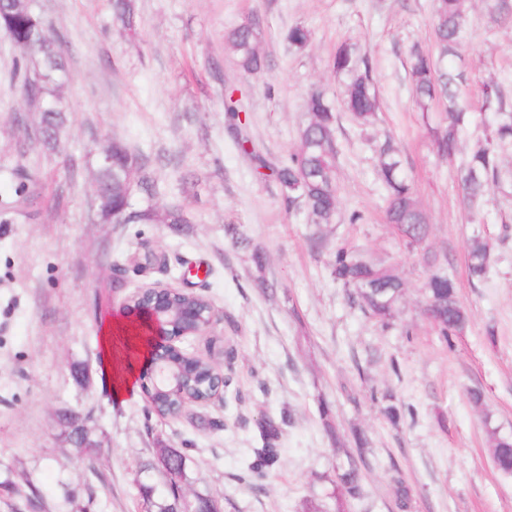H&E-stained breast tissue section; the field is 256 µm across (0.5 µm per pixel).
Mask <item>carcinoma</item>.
Listing matches in <instances>:
<instances>
[{
  "instance_id": "obj_1",
  "label": "carcinoma",
  "mask_w": 512,
  "mask_h": 512,
  "mask_svg": "<svg viewBox=\"0 0 512 512\" xmlns=\"http://www.w3.org/2000/svg\"><path fill=\"white\" fill-rule=\"evenodd\" d=\"M466 0H435L432 18L434 41L445 56L451 48L464 46L467 22ZM0 27L17 44L30 45L35 57L38 76L25 78L23 94L41 102L44 112L43 142L54 146L62 110L57 104L55 86L57 75L63 71L61 48L50 36L41 17L27 0H0ZM225 43L235 56L237 66L247 76L262 72L264 59L257 40V24H242L225 34ZM337 73L350 75L345 105L362 124L373 121L378 110V98L373 87L368 61L355 55L349 43L341 44L331 61ZM410 76L413 95L421 111L429 110L431 103L441 99L448 103V125L437 135L438 152L453 158L459 150L458 132L467 120L449 89L448 72L440 69L432 57L417 53L411 64ZM308 121L299 131L298 149L274 168L276 178L286 193L288 204L302 203L314 224H329L338 213L339 188L336 180L337 147L334 135L333 106L320 91L312 92L306 101ZM512 144V112H496L492 117V130L485 142L478 145L461 168L462 203L473 209L485 201L492 184L500 174L499 151ZM137 168V161L128 148L112 143V167L98 170L97 182L105 191L106 210L100 212L105 220H120L125 224H153L155 211L147 207L135 213L132 208L134 191L129 189V171ZM399 161L390 157L381 163V175L389 194L385 209L386 222L395 225L410 246L420 244L428 233V220L410 186L398 175ZM492 247L487 242L475 243L469 252L471 277L483 278L490 265ZM329 266L333 278L343 287L353 290L362 311L382 321L393 317L403 293V281L389 267L375 263L360 253L341 245L331 255ZM424 307L431 322L438 327L443 338L463 332L468 315L461 305L453 281L445 275H433L424 285ZM211 365L198 362L191 369L197 390H187L181 381H161L147 387L141 384L145 410L159 418H166L173 405L187 395L200 396L206 391ZM68 436L80 445L92 446L89 430L66 419ZM265 447L254 448L248 470L260 478L277 462L280 449L274 447L279 430L276 423L264 417L256 422ZM166 482L161 494L155 488L139 484L147 512H214L215 500L190 496L186 474V456L176 448H161L157 454ZM494 465L504 473L512 472V437L497 436L492 448ZM363 457L346 455V464L331 480L334 485L336 512H344L347 502L362 494L361 464Z\"/></svg>"
}]
</instances>
